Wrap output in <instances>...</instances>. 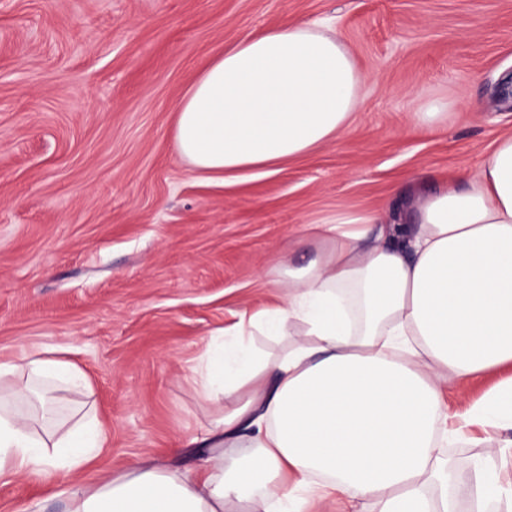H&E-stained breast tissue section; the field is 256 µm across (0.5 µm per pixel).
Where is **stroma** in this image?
Instances as JSON below:
<instances>
[{
    "label": "stroma",
    "mask_w": 512,
    "mask_h": 512,
    "mask_svg": "<svg viewBox=\"0 0 512 512\" xmlns=\"http://www.w3.org/2000/svg\"><path fill=\"white\" fill-rule=\"evenodd\" d=\"M336 26L366 81L351 127L240 181L177 153L176 108L215 54L294 22ZM450 103L422 129L414 109ZM512 134V0H0V361L53 350L88 376L109 440L84 485L142 460L186 468L220 406L193 367L211 337L271 306L311 224H407L422 192L476 170ZM456 512L489 444L460 440ZM38 474L0 480V512H34Z\"/></svg>",
    "instance_id": "stroma-1"
}]
</instances>
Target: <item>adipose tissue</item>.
I'll return each instance as SVG.
<instances>
[{"mask_svg": "<svg viewBox=\"0 0 512 512\" xmlns=\"http://www.w3.org/2000/svg\"><path fill=\"white\" fill-rule=\"evenodd\" d=\"M365 79L344 40L313 23L275 26L214 56L186 88L174 144L201 174L239 178L312 153L347 130ZM331 240L288 267L279 301L242 316L193 371L224 413L191 440L195 469L143 461L59 490L66 512H300L305 499L364 501L370 512H453L444 449L466 429L512 430V379L464 413L448 391L512 367V135L465 186L419 197L409 224L367 215L312 224ZM300 325L302 336L291 339ZM289 338L259 354L254 331ZM0 475L85 470L106 428L63 426L58 394L83 386L74 363L42 350L0 362ZM250 452L237 457L233 451ZM476 512H512V482L481 460Z\"/></svg>", "mask_w": 512, "mask_h": 512, "instance_id": "obj_1", "label": "adipose tissue"}]
</instances>
